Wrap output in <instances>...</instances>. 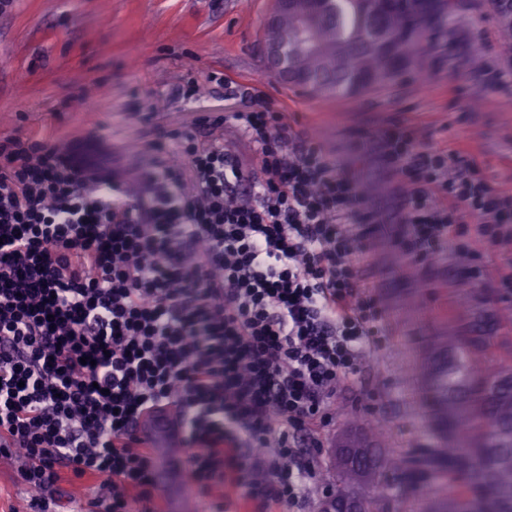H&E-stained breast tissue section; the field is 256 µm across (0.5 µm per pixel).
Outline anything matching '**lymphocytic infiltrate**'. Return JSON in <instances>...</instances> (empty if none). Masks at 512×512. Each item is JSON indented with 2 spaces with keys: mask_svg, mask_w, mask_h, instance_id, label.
Returning a JSON list of instances; mask_svg holds the SVG:
<instances>
[{
  "mask_svg": "<svg viewBox=\"0 0 512 512\" xmlns=\"http://www.w3.org/2000/svg\"><path fill=\"white\" fill-rule=\"evenodd\" d=\"M205 124L160 134L133 173L85 139L0 140V455L21 459L29 512H48L66 470L98 482L94 512H155L134 426L161 408L185 422L204 512H302L318 433L388 342L358 277L383 221L362 183L260 90ZM225 125L250 157L225 147ZM367 139L407 266L459 260L511 301L512 191L418 128Z\"/></svg>",
  "mask_w": 512,
  "mask_h": 512,
  "instance_id": "f902f5d3",
  "label": "lymphocytic infiltrate"
}]
</instances>
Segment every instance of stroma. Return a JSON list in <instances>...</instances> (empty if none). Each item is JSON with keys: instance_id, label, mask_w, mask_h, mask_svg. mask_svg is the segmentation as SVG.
Instances as JSON below:
<instances>
[{"instance_id": "1", "label": "stroma", "mask_w": 512, "mask_h": 512, "mask_svg": "<svg viewBox=\"0 0 512 512\" xmlns=\"http://www.w3.org/2000/svg\"><path fill=\"white\" fill-rule=\"evenodd\" d=\"M270 0H13L0 13V138L21 128L65 142L97 130L129 165L151 160L148 126L191 131L211 113L239 107L240 92L263 90L274 110L290 113L297 132L315 137L341 168L374 186L373 208L394 204V184L374 146L357 152L366 131L391 123L420 128L426 142L465 150L493 187L512 189V83L489 86L487 63H512L500 30L506 0H471L455 24L442 62L425 77L336 100L312 97L265 71L261 28ZM223 74L199 103L176 100L187 74ZM234 90L236 98L225 95ZM152 113L144 123L142 113ZM142 146L131 154V146ZM392 239L378 230L359 266L384 311L389 345L369 355L358 384L321 432L316 454L328 486L336 484L334 445L350 429L348 414L387 423L392 449L425 447L428 419L417 363L421 347L457 323L481 322L494 338L497 363L512 366V305L463 281L456 260L417 272L391 263ZM20 459L0 458V512H25L30 493Z\"/></svg>"}]
</instances>
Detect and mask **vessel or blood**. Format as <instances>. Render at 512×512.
Wrapping results in <instances>:
<instances>
[{"label": "vessel or blood", "instance_id": "1", "mask_svg": "<svg viewBox=\"0 0 512 512\" xmlns=\"http://www.w3.org/2000/svg\"><path fill=\"white\" fill-rule=\"evenodd\" d=\"M136 433L144 446L152 448L154 454L165 456L167 464L159 468L157 476L160 482L183 479L180 466L187 453L182 427L178 417L169 410H161L144 417Z\"/></svg>", "mask_w": 512, "mask_h": 512}]
</instances>
